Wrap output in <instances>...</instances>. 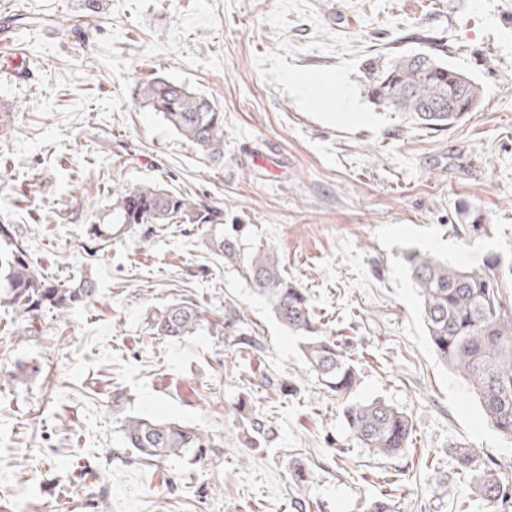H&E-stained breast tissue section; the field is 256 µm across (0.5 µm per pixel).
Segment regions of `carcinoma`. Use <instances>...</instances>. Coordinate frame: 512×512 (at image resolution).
<instances>
[{"instance_id": "1", "label": "carcinoma", "mask_w": 512, "mask_h": 512, "mask_svg": "<svg viewBox=\"0 0 512 512\" xmlns=\"http://www.w3.org/2000/svg\"><path fill=\"white\" fill-rule=\"evenodd\" d=\"M366 91L373 103L410 115L432 129L453 126L480 108L481 88L466 73L433 50L420 49L383 58L368 67ZM139 107L162 115L166 123L215 163L224 161V113L185 84L156 76L137 87ZM455 230L467 240L490 236V225L477 207L462 204ZM143 224H196L208 248L224 261L246 269L254 289L268 298L278 321L300 339L309 371L330 392L345 399L343 414L352 437L373 455L396 456L407 448L410 417L381 400L353 398L359 383L356 366L341 346L316 326L306 290L286 278L270 244L251 252L224 234V208L200 203L145 182L117 196L106 224H92L88 234L107 242ZM421 299V317L431 346L478 402L487 422L512 438V263L494 252L478 267H462L428 253H405ZM0 286L10 289V303L31 318L43 311L68 312L87 304L95 284L84 278L62 284L35 265L10 225L0 224ZM202 308L192 301L172 303L151 314L152 334L170 341L193 336L203 327ZM122 440L138 459L188 458L207 461L206 448H218L209 434L177 420L127 415ZM455 465L470 478L486 502L505 501L508 484L473 448L453 449Z\"/></svg>"}]
</instances>
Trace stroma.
I'll use <instances>...</instances> for the list:
<instances>
[{
	"mask_svg": "<svg viewBox=\"0 0 512 512\" xmlns=\"http://www.w3.org/2000/svg\"><path fill=\"white\" fill-rule=\"evenodd\" d=\"M0 29L33 59L27 77L0 84L14 107L0 221L49 277L96 286L90 305L31 323L0 293V512H366L375 500L499 512L452 451L475 449L512 482V440L439 362L403 255L512 261V0H102L93 15L86 0H0ZM426 43L481 87L479 111L447 130L365 92L367 59ZM154 76L223 112V163L135 105ZM143 182L223 207L249 247L275 245L353 359L356 398L411 417L405 452L360 447L299 339L196 226L89 238L113 198ZM462 202L487 213L490 238L456 235ZM183 299L208 327L179 342L152 335L148 313ZM228 310L235 326L214 335ZM241 397L248 413L234 408ZM133 414L222 446L204 466L140 461L119 432ZM256 418L263 433L250 431Z\"/></svg>",
	"mask_w": 512,
	"mask_h": 512,
	"instance_id": "35a3bbf8",
	"label": "stroma"
}]
</instances>
